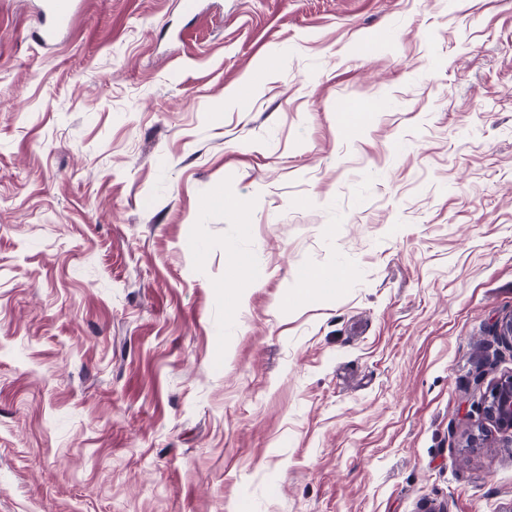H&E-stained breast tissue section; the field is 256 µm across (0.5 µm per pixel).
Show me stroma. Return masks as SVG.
I'll use <instances>...</instances> for the list:
<instances>
[{"instance_id": "1", "label": "stroma", "mask_w": 512, "mask_h": 512, "mask_svg": "<svg viewBox=\"0 0 512 512\" xmlns=\"http://www.w3.org/2000/svg\"><path fill=\"white\" fill-rule=\"evenodd\" d=\"M37 4L0 0V512H512V0H82L50 46ZM483 409L495 427L503 432H512V376L491 386Z\"/></svg>"}]
</instances>
